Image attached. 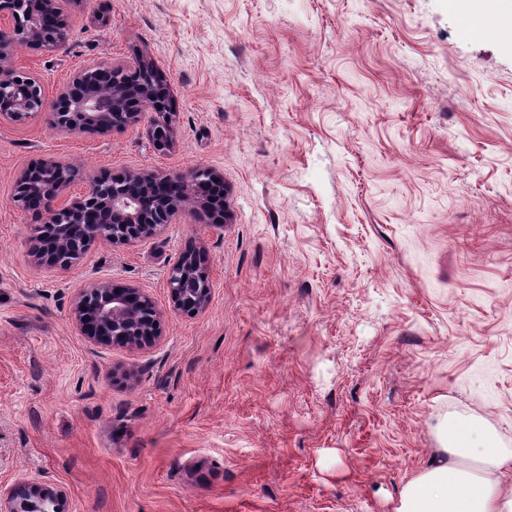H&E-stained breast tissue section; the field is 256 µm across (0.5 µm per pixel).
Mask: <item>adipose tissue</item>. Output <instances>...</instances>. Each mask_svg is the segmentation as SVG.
Returning <instances> with one entry per match:
<instances>
[{
    "label": "adipose tissue",
    "mask_w": 512,
    "mask_h": 512,
    "mask_svg": "<svg viewBox=\"0 0 512 512\" xmlns=\"http://www.w3.org/2000/svg\"><path fill=\"white\" fill-rule=\"evenodd\" d=\"M395 512H512V453L480 424L449 423L437 457L406 482Z\"/></svg>",
    "instance_id": "obj_1"
}]
</instances>
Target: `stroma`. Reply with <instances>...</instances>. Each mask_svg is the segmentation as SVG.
Here are the masks:
<instances>
[{
	"mask_svg": "<svg viewBox=\"0 0 512 512\" xmlns=\"http://www.w3.org/2000/svg\"><path fill=\"white\" fill-rule=\"evenodd\" d=\"M63 49L16 47L47 96L99 64L166 75L173 142L0 119V486L67 512H394L449 420L512 452V50L454 0H65ZM220 175L185 214L37 264L18 174ZM211 301L169 304L185 250ZM142 289L163 335L91 343L80 288ZM63 490L35 481H24L7 490L0 487L1 512H65Z\"/></svg>",
	"mask_w": 512,
	"mask_h": 512,
	"instance_id": "35a3bbf8",
	"label": "stroma"
}]
</instances>
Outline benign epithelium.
Masks as SVG:
<instances>
[{
    "instance_id": "7a95c632",
    "label": "benign epithelium",
    "mask_w": 512,
    "mask_h": 512,
    "mask_svg": "<svg viewBox=\"0 0 512 512\" xmlns=\"http://www.w3.org/2000/svg\"><path fill=\"white\" fill-rule=\"evenodd\" d=\"M63 0H41L34 11L31 0H0V117L23 121L43 114L50 125L66 132H90L126 127L141 119L146 108L155 112L151 138L164 152L172 143L173 112L161 102L166 78L153 63L141 60L144 77L134 83L115 67L106 92L77 96L74 89L95 69L79 72L70 85L48 98L42 85L14 68L13 49L20 45L60 49L70 36ZM168 176L154 173H106L93 177L78 193L70 192L74 177L69 167L54 160L24 169L17 178L13 202L24 208L33 201L40 219L35 225L31 256L40 264L69 268L101 241L128 245L156 235L164 225L187 211L207 224L232 221L227 202L220 209L199 191L197 175ZM160 182H174L180 191L158 194ZM194 251L177 257L168 272L170 305L188 315L204 311L211 300L209 274ZM71 318L90 342L120 343L133 349L154 346L162 335L161 311L141 289L110 281L95 283L76 294ZM63 490L35 481L0 489V512H65Z\"/></svg>"
}]
</instances>
